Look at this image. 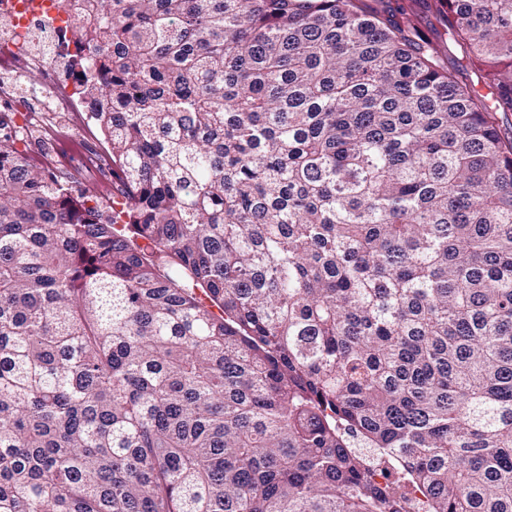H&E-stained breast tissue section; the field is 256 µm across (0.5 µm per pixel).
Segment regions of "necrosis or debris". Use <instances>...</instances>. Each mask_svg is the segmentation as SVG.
<instances>
[{
  "label": "necrosis or debris",
  "mask_w": 512,
  "mask_h": 512,
  "mask_svg": "<svg viewBox=\"0 0 512 512\" xmlns=\"http://www.w3.org/2000/svg\"><path fill=\"white\" fill-rule=\"evenodd\" d=\"M74 17V12L55 5L30 14L22 9L20 0H0V101L8 103L15 118L29 125H36L43 112L74 114L84 109L78 76L55 64ZM26 65L44 70L46 78L39 92L22 100L17 80Z\"/></svg>",
  "instance_id": "necrosis-or-debris-1"
}]
</instances>
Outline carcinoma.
Returning <instances> with one entry per match:
<instances>
[{
	"label": "carcinoma",
	"mask_w": 512,
	"mask_h": 512,
	"mask_svg": "<svg viewBox=\"0 0 512 512\" xmlns=\"http://www.w3.org/2000/svg\"><path fill=\"white\" fill-rule=\"evenodd\" d=\"M114 215L0 125V512H512V0H83Z\"/></svg>",
	"instance_id": "cac0c4a2"
}]
</instances>
